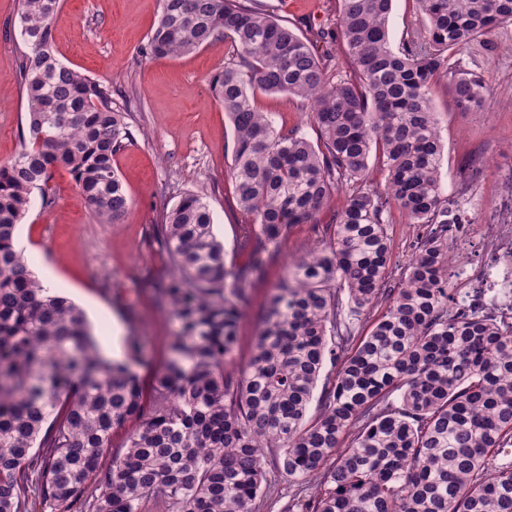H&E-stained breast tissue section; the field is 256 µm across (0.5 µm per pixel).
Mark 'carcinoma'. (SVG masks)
Returning a JSON list of instances; mask_svg holds the SVG:
<instances>
[{"instance_id":"carcinoma-1","label":"carcinoma","mask_w":512,"mask_h":512,"mask_svg":"<svg viewBox=\"0 0 512 512\" xmlns=\"http://www.w3.org/2000/svg\"><path fill=\"white\" fill-rule=\"evenodd\" d=\"M393 2L340 0L336 28L311 38L256 0H161L143 57L231 43L211 84L234 133L236 200L257 229L241 245L246 261L228 264L204 197L186 192L165 211L174 273L152 288L177 329L147 392L128 364L100 355L81 310L13 246L33 190L55 203L58 166L102 222L120 223L132 205L115 168L132 132L112 84L56 57L60 0H21L28 135L0 165V512H29L31 498L51 512H260L268 449L297 487L283 512H512V324L448 310L457 289L431 101L442 78L463 112L495 97L460 52L512 24V0H412L424 35L397 48ZM316 41L340 43L348 69ZM259 92L311 101L317 142L276 129ZM338 189L332 235L287 267L239 367L250 276L291 227L319 223ZM395 209L422 232L390 288ZM379 306L372 329L355 334ZM328 362L338 368L326 375ZM130 422L123 451L111 453Z\"/></svg>"}]
</instances>
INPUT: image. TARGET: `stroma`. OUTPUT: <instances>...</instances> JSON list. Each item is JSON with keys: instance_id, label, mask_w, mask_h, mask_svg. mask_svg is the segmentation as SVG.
I'll use <instances>...</instances> for the list:
<instances>
[{"instance_id": "35a3bbf8", "label": "stroma", "mask_w": 512, "mask_h": 512, "mask_svg": "<svg viewBox=\"0 0 512 512\" xmlns=\"http://www.w3.org/2000/svg\"><path fill=\"white\" fill-rule=\"evenodd\" d=\"M296 32L334 27L339 0H260ZM160 0H61L53 21L57 58L94 78L110 82L117 107L128 109L133 140L118 153L116 167L132 199L118 224H104L85 206L65 169H55L50 187L55 203L33 202L18 230L25 256L44 284L70 298L86 314L104 357L127 360L129 336H139L147 358L137 366L144 386L168 355L175 322L156 304L149 279L172 268L157 239L166 208L186 192L203 195L213 212L214 231L228 259L240 260L237 246L252 222L240 210L231 179L234 134L228 116L210 91L223 69L230 41L215 42L176 58L140 54L160 14ZM20 0H0V164L22 147L25 104L16 81L23 43ZM461 57L493 80L498 93L484 113L457 108L447 81L432 93L443 144L441 182L445 197L463 187L461 169L473 156L492 155L497 167L476 182L474 207L449 219L469 224L493 221L501 178L512 173V26L496 29L465 49ZM257 107L276 127H301L310 140L318 130L307 100L289 94L260 93ZM316 235L308 224L292 227L262 274L239 328L238 362L246 364L253 338L283 276V259L304 254Z\"/></svg>"}]
</instances>
